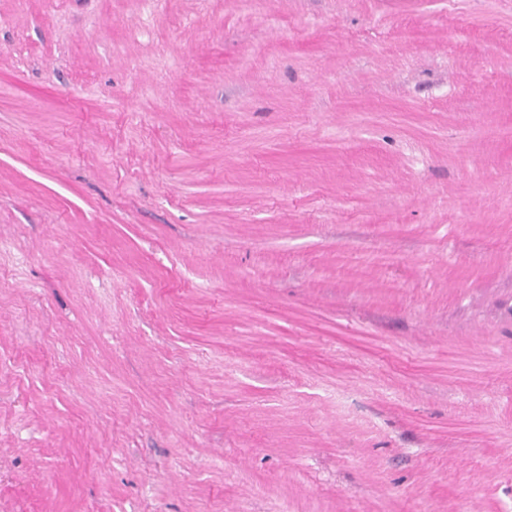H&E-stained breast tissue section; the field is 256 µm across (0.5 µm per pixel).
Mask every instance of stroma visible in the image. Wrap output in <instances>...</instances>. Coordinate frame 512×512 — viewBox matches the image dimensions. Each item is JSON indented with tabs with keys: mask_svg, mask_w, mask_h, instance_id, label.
<instances>
[{
	"mask_svg": "<svg viewBox=\"0 0 512 512\" xmlns=\"http://www.w3.org/2000/svg\"><path fill=\"white\" fill-rule=\"evenodd\" d=\"M0 512H512V0H0Z\"/></svg>",
	"mask_w": 512,
	"mask_h": 512,
	"instance_id": "1",
	"label": "stroma"
}]
</instances>
